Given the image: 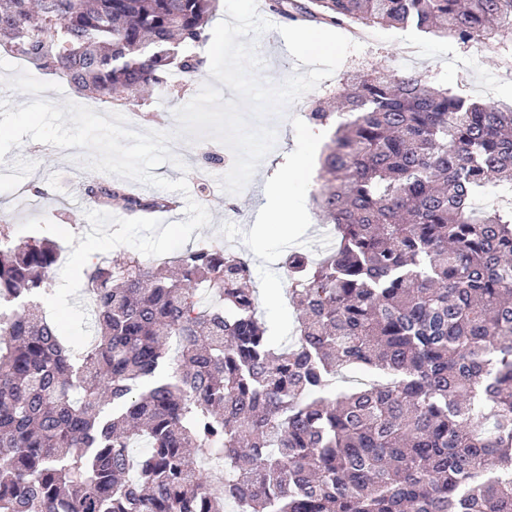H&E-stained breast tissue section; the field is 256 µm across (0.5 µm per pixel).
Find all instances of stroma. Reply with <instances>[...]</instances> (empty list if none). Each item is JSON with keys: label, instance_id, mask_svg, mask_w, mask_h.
<instances>
[{"label": "stroma", "instance_id": "stroma-1", "mask_svg": "<svg viewBox=\"0 0 512 512\" xmlns=\"http://www.w3.org/2000/svg\"><path fill=\"white\" fill-rule=\"evenodd\" d=\"M265 19L274 18L266 11ZM277 19V18H274ZM278 28L265 32L258 40V53L263 60L261 77L271 83H281L293 74L308 73V65L297 61L288 52L280 26L286 18L277 19ZM372 42L357 52L349 53L336 72L320 85L290 104L284 117L274 119L277 144L263 161L264 173L254 174L244 190L231 196L217 186L218 177L224 175V165L209 166L208 172L215 184L208 209L211 223L196 229L188 242L189 247L213 241L234 251L244 253L251 261L254 286L258 292L259 309L274 344H281L290 336L295 313L287 300L283 287L288 280L281 262L288 251L294 249H322L323 224L308 207L309 192L314 173L293 176L296 198L306 208L305 221L290 225L288 233H281L277 225L257 224L256 212L263 202L267 176H276L285 169L287 156L302 151L310 139L326 140L324 130L312 125L307 114L312 104L325 94L337 90L348 71L355 68H383L394 73L415 70L437 77L453 92L497 105H512V56L504 57L497 46L473 54L454 40L437 37L413 27L394 28L373 26ZM209 73H202L200 82L186 85L180 92L168 93L157 89L145 102H130L123 113L137 114L144 129L171 131L177 126L173 116L176 107L188 102L199 90L201 82L209 81ZM58 76L36 70L33 66L14 60L0 63V99L12 105L27 104L43 98L57 103L72 101L87 105L88 100L76 93H62ZM215 151L227 154L223 144L204 140L196 144L177 141L175 153L188 166L187 173L166 163L154 168L153 173L171 180L186 178L195 184L198 168L196 158L202 153ZM84 151L78 147L60 149L24 139L21 146L11 148L0 165V214L11 235H18L19 225L33 217H47L64 229L80 234L89 230L86 208L82 202L85 190L99 180V173L84 169L79 160ZM28 182L46 185L47 194L39 207H28L16 190Z\"/></svg>", "mask_w": 512, "mask_h": 512}]
</instances>
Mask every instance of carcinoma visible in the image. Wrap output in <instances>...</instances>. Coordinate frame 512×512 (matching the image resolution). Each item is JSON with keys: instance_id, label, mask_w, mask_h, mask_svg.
Wrapping results in <instances>:
<instances>
[{"instance_id": "1", "label": "carcinoma", "mask_w": 512, "mask_h": 512, "mask_svg": "<svg viewBox=\"0 0 512 512\" xmlns=\"http://www.w3.org/2000/svg\"><path fill=\"white\" fill-rule=\"evenodd\" d=\"M217 0H0V48L107 107L195 81ZM286 16L512 47V0H272ZM271 345L247 257L219 245L87 272L93 341L40 306L60 246L0 238V512H512V107L420 73L347 75ZM95 209L166 212L123 182ZM344 369L370 378L345 390Z\"/></svg>"}]
</instances>
